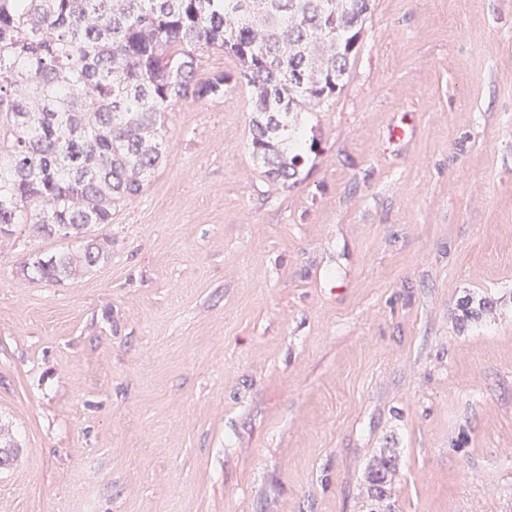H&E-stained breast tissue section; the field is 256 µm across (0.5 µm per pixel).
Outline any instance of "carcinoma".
Instances as JSON below:
<instances>
[{
    "label": "carcinoma",
    "mask_w": 512,
    "mask_h": 512,
    "mask_svg": "<svg viewBox=\"0 0 512 512\" xmlns=\"http://www.w3.org/2000/svg\"><path fill=\"white\" fill-rule=\"evenodd\" d=\"M371 0H0V225L29 224L73 246L37 257L60 283L108 259L92 228L138 196L159 165L169 107L219 98L196 82L201 56L235 58L251 88V148L284 186L304 157L300 118L343 90ZM18 449L0 430V467ZM397 460L369 467L370 497L392 512Z\"/></svg>",
    "instance_id": "1"
}]
</instances>
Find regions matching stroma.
<instances>
[{
	"mask_svg": "<svg viewBox=\"0 0 512 512\" xmlns=\"http://www.w3.org/2000/svg\"><path fill=\"white\" fill-rule=\"evenodd\" d=\"M177 101L107 260L0 237V512H512V0H372L295 183L250 88ZM490 312L462 319L464 297ZM396 466L397 460L394 455L383 454L374 461L367 472L369 497L377 503L379 509L380 505L383 506L385 501L391 499L388 486L393 473L396 471Z\"/></svg>",
	"mask_w": 512,
	"mask_h": 512,
	"instance_id": "1",
	"label": "stroma"
}]
</instances>
